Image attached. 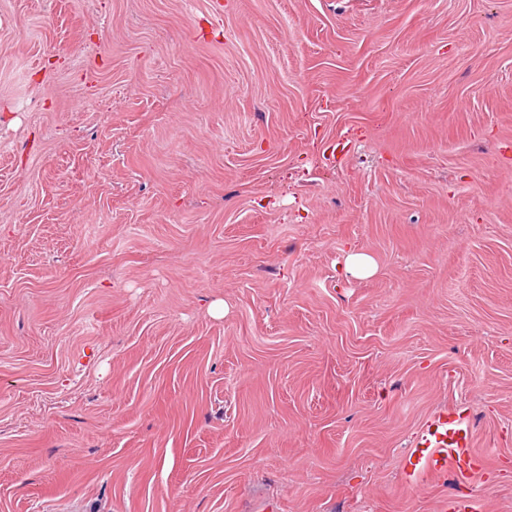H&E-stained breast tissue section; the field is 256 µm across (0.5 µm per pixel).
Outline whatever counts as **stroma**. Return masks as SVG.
<instances>
[{
    "mask_svg": "<svg viewBox=\"0 0 512 512\" xmlns=\"http://www.w3.org/2000/svg\"><path fill=\"white\" fill-rule=\"evenodd\" d=\"M452 494L512 512V0H0V512ZM473 431L462 412L448 407L433 413L419 428L405 456L401 475L406 485L447 472L471 479L482 468L472 448Z\"/></svg>",
    "mask_w": 512,
    "mask_h": 512,
    "instance_id": "1",
    "label": "stroma"
}]
</instances>
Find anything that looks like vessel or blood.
Listing matches in <instances>:
<instances>
[{
  "label": "vessel or blood",
  "mask_w": 512,
  "mask_h": 512,
  "mask_svg": "<svg viewBox=\"0 0 512 512\" xmlns=\"http://www.w3.org/2000/svg\"><path fill=\"white\" fill-rule=\"evenodd\" d=\"M473 431L462 412L454 407L433 413L419 428L405 456L401 475L405 484L439 478L452 472L470 479L483 462L472 451Z\"/></svg>",
  "instance_id": "b4317fda"
}]
</instances>
